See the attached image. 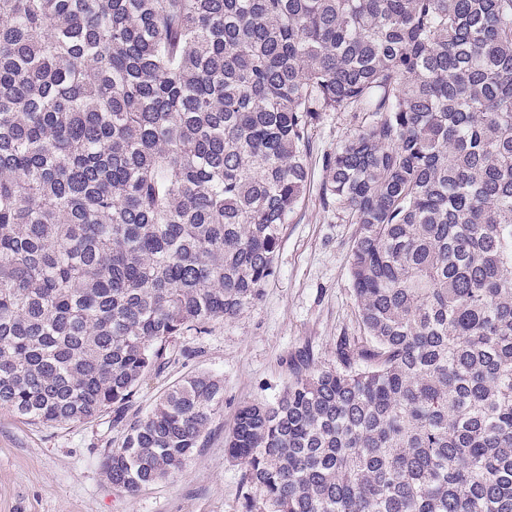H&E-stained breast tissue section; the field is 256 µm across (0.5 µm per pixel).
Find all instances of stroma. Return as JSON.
Returning a JSON list of instances; mask_svg holds the SVG:
<instances>
[{"label": "stroma", "mask_w": 512, "mask_h": 512, "mask_svg": "<svg viewBox=\"0 0 512 512\" xmlns=\"http://www.w3.org/2000/svg\"><path fill=\"white\" fill-rule=\"evenodd\" d=\"M356 130L352 113H323L311 132L306 194L283 228L276 273L259 300L207 334L179 337L176 356L142 382L126 410L130 419L144 414L200 371L223 378L224 405L183 471L132 493L103 475L107 453L124 438L113 412L47 428L0 410V512H241L250 488L224 448L239 408L275 401L302 361L335 364L337 342L360 333L349 276L356 227L323 202L325 159Z\"/></svg>", "instance_id": "1"}]
</instances>
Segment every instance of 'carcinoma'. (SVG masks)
<instances>
[{
  "mask_svg": "<svg viewBox=\"0 0 512 512\" xmlns=\"http://www.w3.org/2000/svg\"><path fill=\"white\" fill-rule=\"evenodd\" d=\"M363 335L243 406L242 512H512V0H0V409L121 419L177 336L258 300L310 132ZM185 377L105 459L182 471Z\"/></svg>",
  "mask_w": 512,
  "mask_h": 512,
  "instance_id": "carcinoma-1",
  "label": "carcinoma"
}]
</instances>
